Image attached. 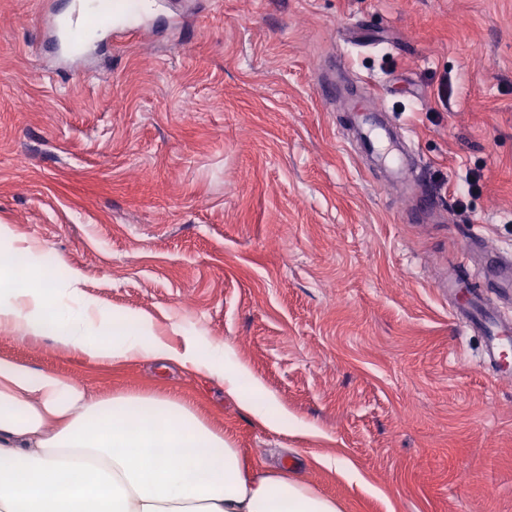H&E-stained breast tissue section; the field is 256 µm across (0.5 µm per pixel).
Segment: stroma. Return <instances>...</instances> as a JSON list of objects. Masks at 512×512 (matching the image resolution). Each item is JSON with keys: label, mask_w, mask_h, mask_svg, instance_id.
<instances>
[{"label": "stroma", "mask_w": 512, "mask_h": 512, "mask_svg": "<svg viewBox=\"0 0 512 512\" xmlns=\"http://www.w3.org/2000/svg\"><path fill=\"white\" fill-rule=\"evenodd\" d=\"M38 16L0 0V225L51 257L47 286L74 276L167 342L181 324L229 344L288 427L154 359L96 368L8 331L0 357L95 397L191 402L255 468L343 512H512V381L435 288L468 231L512 251V0H169L155 33L70 76ZM366 87L438 214L355 145Z\"/></svg>", "instance_id": "1"}]
</instances>
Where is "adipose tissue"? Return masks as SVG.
Returning <instances> with one entry per match:
<instances>
[{
    "label": "adipose tissue",
    "mask_w": 512,
    "mask_h": 512,
    "mask_svg": "<svg viewBox=\"0 0 512 512\" xmlns=\"http://www.w3.org/2000/svg\"><path fill=\"white\" fill-rule=\"evenodd\" d=\"M31 247L0 263V327L49 338L94 364L155 358L223 381L271 430L288 427L274 394L230 346L183 330L173 346L150 315L108 310L70 279L48 288L29 266ZM0 512H340L336 500L287 471L248 468L240 449L187 402L128 393L92 397L50 371L0 358Z\"/></svg>",
    "instance_id": "1"
}]
</instances>
